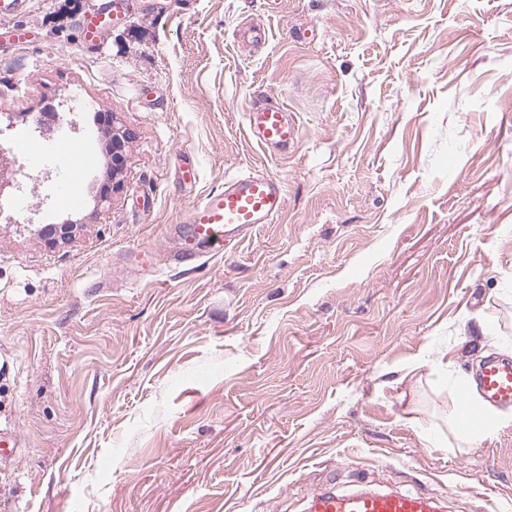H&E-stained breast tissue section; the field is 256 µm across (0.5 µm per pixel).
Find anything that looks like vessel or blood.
<instances>
[{
    "label": "vessel or blood",
    "instance_id": "b4317fda",
    "mask_svg": "<svg viewBox=\"0 0 512 512\" xmlns=\"http://www.w3.org/2000/svg\"><path fill=\"white\" fill-rule=\"evenodd\" d=\"M28 10L29 0H0V43H31L29 32L17 23ZM123 10L124 0H96L78 20L84 48H99L105 25L121 16ZM246 124L251 138L269 152H288L298 141L293 112L273 97L256 103L246 114ZM86 156L84 144L74 145L67 163L68 176L61 185L64 194H71L82 177ZM286 205V187L280 178L255 172L227 176L223 188L193 203L181 224L173 227L174 258L190 266L203 257L223 254L226 246L241 243L260 225L275 223ZM474 381L481 401L463 402V416H479L487 406L512 405V359L488 358ZM304 512H443V507L418 492L330 488L312 492Z\"/></svg>",
    "mask_w": 512,
    "mask_h": 512
}]
</instances>
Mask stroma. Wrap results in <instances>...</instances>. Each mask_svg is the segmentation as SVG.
<instances>
[{
	"label": "stroma",
	"instance_id": "1",
	"mask_svg": "<svg viewBox=\"0 0 512 512\" xmlns=\"http://www.w3.org/2000/svg\"><path fill=\"white\" fill-rule=\"evenodd\" d=\"M90 2L31 0L33 44L0 55V146L71 92L133 134L108 202L89 116L93 182L0 223V512H303L331 483L512 498V410L460 412L512 356V0H136L93 53ZM269 96L291 152L247 134ZM242 170L281 178L286 213L173 262L167 226ZM66 220L68 243L37 230ZM251 138L264 150L285 153L297 144L298 126L294 113L281 100L267 97L246 113Z\"/></svg>",
	"mask_w": 512,
	"mask_h": 512
}]
</instances>
